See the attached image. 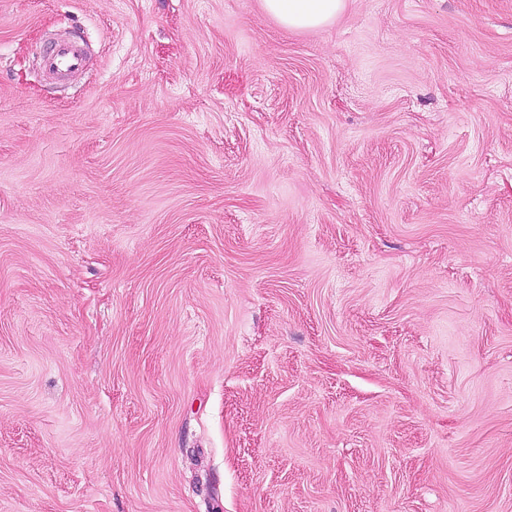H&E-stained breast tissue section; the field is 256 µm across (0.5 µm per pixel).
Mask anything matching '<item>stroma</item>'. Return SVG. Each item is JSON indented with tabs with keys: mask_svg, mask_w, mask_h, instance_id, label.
<instances>
[{
	"mask_svg": "<svg viewBox=\"0 0 512 512\" xmlns=\"http://www.w3.org/2000/svg\"><path fill=\"white\" fill-rule=\"evenodd\" d=\"M0 512H512V0H0ZM347 0H263L265 10L283 26L307 30L324 27L340 15ZM80 64L81 51L73 43L58 44L53 50L47 51L42 60L43 69L53 74L76 69Z\"/></svg>",
	"mask_w": 512,
	"mask_h": 512,
	"instance_id": "obj_1",
	"label": "stroma"
}]
</instances>
